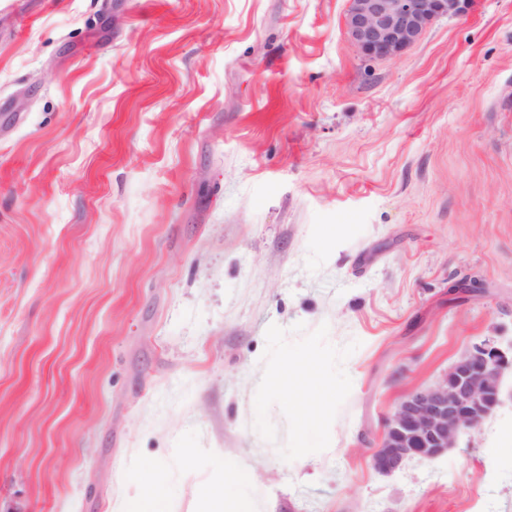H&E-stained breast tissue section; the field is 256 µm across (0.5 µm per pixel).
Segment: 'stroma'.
Wrapping results in <instances>:
<instances>
[{
	"label": "stroma",
	"mask_w": 512,
	"mask_h": 512,
	"mask_svg": "<svg viewBox=\"0 0 512 512\" xmlns=\"http://www.w3.org/2000/svg\"><path fill=\"white\" fill-rule=\"evenodd\" d=\"M348 0H0V512H113L145 460L196 512L220 450L257 512H512V368L389 475L409 392L512 349V0L398 57ZM342 394L298 457L262 374Z\"/></svg>",
	"instance_id": "1"
}]
</instances>
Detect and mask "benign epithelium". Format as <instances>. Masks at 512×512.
<instances>
[{
  "label": "benign epithelium",
  "mask_w": 512,
  "mask_h": 512,
  "mask_svg": "<svg viewBox=\"0 0 512 512\" xmlns=\"http://www.w3.org/2000/svg\"><path fill=\"white\" fill-rule=\"evenodd\" d=\"M346 29L368 59H390L414 45L431 22L460 16L471 0H349ZM512 357L483 344L461 356L433 385L401 399L373 449V468L384 474L411 459H433L455 447L459 434L481 426L498 406L503 370Z\"/></svg>",
  "instance_id": "1"
}]
</instances>
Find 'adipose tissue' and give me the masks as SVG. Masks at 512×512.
I'll use <instances>...</instances> for the list:
<instances>
[{"label": "adipose tissue", "mask_w": 512, "mask_h": 512, "mask_svg": "<svg viewBox=\"0 0 512 512\" xmlns=\"http://www.w3.org/2000/svg\"><path fill=\"white\" fill-rule=\"evenodd\" d=\"M260 385L287 417L297 455L304 457L328 447L338 391L312 348L284 350L278 366L262 375ZM220 473L219 484H202L199 512H256L249 493L255 482L253 469L227 454ZM134 483V494L124 498L116 512H168L170 485L160 467L140 464Z\"/></svg>", "instance_id": "adipose-tissue-1"}]
</instances>
